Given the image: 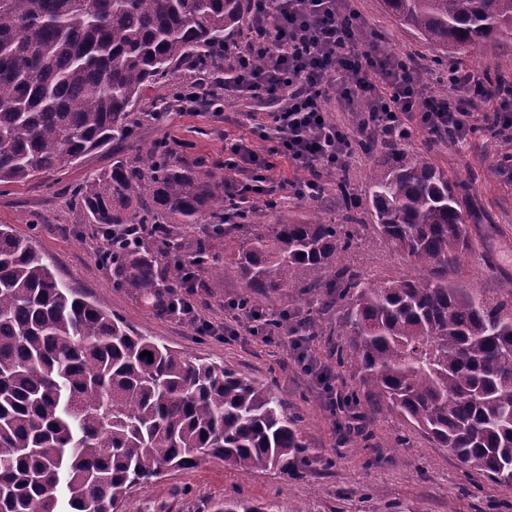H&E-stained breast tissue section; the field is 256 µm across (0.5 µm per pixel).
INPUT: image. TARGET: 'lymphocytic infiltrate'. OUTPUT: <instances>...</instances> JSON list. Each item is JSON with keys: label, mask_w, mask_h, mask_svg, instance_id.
<instances>
[{"label": "lymphocytic infiltrate", "mask_w": 512, "mask_h": 512, "mask_svg": "<svg viewBox=\"0 0 512 512\" xmlns=\"http://www.w3.org/2000/svg\"><path fill=\"white\" fill-rule=\"evenodd\" d=\"M253 15L240 42L225 46L224 72L208 85H188L183 102L196 106L229 97L266 104L264 114L244 113L243 125L267 141L258 152L247 137L225 138L224 168L233 172L238 197L257 209L281 202V190L308 198L312 177L335 173L354 156V142L374 127L410 139L414 129L453 127L467 142L480 123L461 93L469 71L450 68L447 104L429 100L423 83L412 80L400 55L382 46L358 49L361 22L347 0H252ZM263 56L266 65L255 69ZM357 114L355 126L330 121V99ZM306 172L307 180L285 182L279 163Z\"/></svg>", "instance_id": "obj_1"}]
</instances>
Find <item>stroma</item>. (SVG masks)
Wrapping results in <instances>:
<instances>
[{
  "instance_id": "1",
  "label": "stroma",
  "mask_w": 512,
  "mask_h": 512,
  "mask_svg": "<svg viewBox=\"0 0 512 512\" xmlns=\"http://www.w3.org/2000/svg\"><path fill=\"white\" fill-rule=\"evenodd\" d=\"M368 33L367 46L385 45L425 69L433 48L385 14L380 0H349ZM260 104L241 99L221 111L200 106L174 109L160 122L146 121L136 128L134 145L158 140L177 141L187 161L224 164V136L238 134L235 117L260 111ZM412 146L439 165L474 179L475 205L484 211L482 223L472 225L473 238L481 240L489 260L472 259L463 267L464 287L494 295L512 286V174L494 165L501 148L491 131L467 144L431 146L424 132L413 134ZM108 152L87 157L62 172L25 183L0 187V224L28 238L47 254L57 276L69 286L102 302L136 331L154 336L193 356L224 364L237 375L272 385L289 415L298 420L307 448L306 464L299 474L275 469L241 473L217 460L190 472H170L154 485L133 489L125 512H153L155 502L167 500L168 512H210L212 502L241 497L255 503H273L276 512H512V486L496 483L485 473L462 465L448 450L399 415L363 408L354 433H346L349 413L332 412L328 397L355 392L351 369L337 366L330 353L343 346L340 334L343 308L335 306L322 320L323 333L306 351H299L293 336L266 344L246 328L223 336L197 335L190 323L146 307L130 290L115 287L110 267L101 265L95 252L102 237L78 224L66 191L94 172L110 167ZM334 189L318 200H283L276 208L257 212L258 224H272L318 208L335 216ZM355 265L369 281L410 274L411 269L371 232H363ZM243 292L240 279L226 275L219 287L193 289L198 311L224 321L226 302Z\"/></svg>"
}]
</instances>
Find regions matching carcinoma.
Listing matches in <instances>:
<instances>
[{
    "instance_id": "carcinoma-1",
    "label": "carcinoma",
    "mask_w": 512,
    "mask_h": 512,
    "mask_svg": "<svg viewBox=\"0 0 512 512\" xmlns=\"http://www.w3.org/2000/svg\"><path fill=\"white\" fill-rule=\"evenodd\" d=\"M433 47L437 62L482 76L485 95L512 79V0H381ZM251 0H0V184L63 171L128 143L144 118L181 101L178 73L224 71V44ZM505 54L468 63L483 45ZM167 94L150 98L151 88ZM370 223L347 182L338 218L313 211L278 224L241 216L187 238L233 191L231 177L184 163L166 141L116 156L69 187L81 223L105 239L98 258L118 288L153 300L195 259L203 288L228 272L241 301L308 295L347 302L337 356L356 373L349 404L398 412L464 465L512 485V287L490 298L461 284L475 254L474 181L370 130ZM371 230L418 275L362 281L351 263ZM224 238V252L212 241ZM272 325L310 341L316 317ZM148 351L152 358L140 357ZM297 420L269 386L136 332L59 280L25 237L0 225V512H123L136 486L220 459L249 473L300 470ZM214 512H271L245 499Z\"/></svg>"
}]
</instances>
